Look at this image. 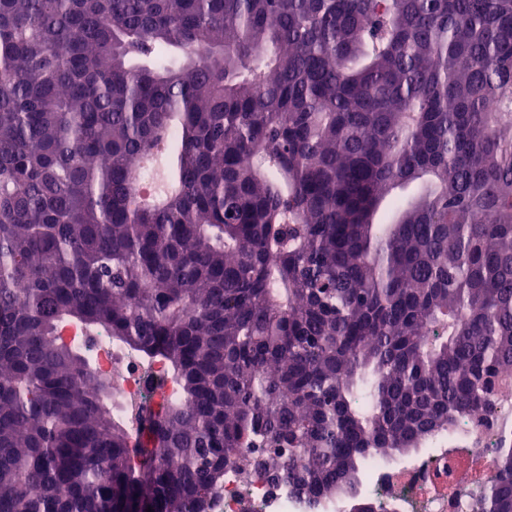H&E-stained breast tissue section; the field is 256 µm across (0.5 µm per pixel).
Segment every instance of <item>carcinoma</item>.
<instances>
[{
	"label": "carcinoma",
	"mask_w": 512,
	"mask_h": 512,
	"mask_svg": "<svg viewBox=\"0 0 512 512\" xmlns=\"http://www.w3.org/2000/svg\"><path fill=\"white\" fill-rule=\"evenodd\" d=\"M508 385L512 0H0V512H319ZM70 338L83 352L90 355L110 376L114 375L115 412L125 418L130 425H135L136 417L146 403L140 393L139 375L141 365L129 357L119 346L104 335L85 336L73 333ZM209 512H301V507L288 484H273L257 474L248 479L228 474Z\"/></svg>",
	"instance_id": "obj_1"
}]
</instances>
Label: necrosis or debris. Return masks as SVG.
Wrapping results in <instances>:
<instances>
[{"instance_id":"4bbe7bcc","label":"necrosis or debris","mask_w":512,"mask_h":512,"mask_svg":"<svg viewBox=\"0 0 512 512\" xmlns=\"http://www.w3.org/2000/svg\"><path fill=\"white\" fill-rule=\"evenodd\" d=\"M73 340L114 376L115 411L135 422L145 404L139 386L140 363L106 335L77 332ZM500 402L495 424L469 423L468 437L459 447L423 453L406 466L373 464L371 482L381 490L387 512H467L462 487L481 486L483 478L474 473V466H488L499 431L512 430V388L503 390ZM209 512H301V507L285 483L273 484L258 475L245 479L230 474Z\"/></svg>"}]
</instances>
